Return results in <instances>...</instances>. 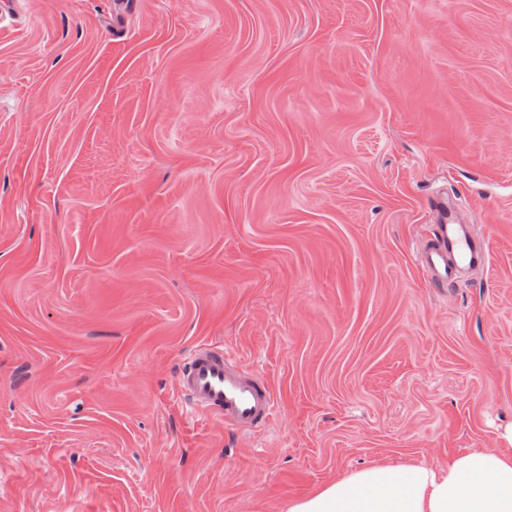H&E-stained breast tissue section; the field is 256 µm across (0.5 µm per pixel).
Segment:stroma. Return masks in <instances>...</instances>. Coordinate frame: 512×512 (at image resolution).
I'll use <instances>...</instances> for the list:
<instances>
[{"label": "stroma", "mask_w": 512, "mask_h": 512, "mask_svg": "<svg viewBox=\"0 0 512 512\" xmlns=\"http://www.w3.org/2000/svg\"><path fill=\"white\" fill-rule=\"evenodd\" d=\"M450 197L489 243L430 288ZM223 344L276 418L187 412ZM512 446V0L0 18V512H287Z\"/></svg>", "instance_id": "obj_1"}]
</instances>
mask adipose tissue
Instances as JSON below:
<instances>
[{
	"mask_svg": "<svg viewBox=\"0 0 512 512\" xmlns=\"http://www.w3.org/2000/svg\"><path fill=\"white\" fill-rule=\"evenodd\" d=\"M288 512H512V448L452 455L444 467L361 469L293 500Z\"/></svg>",
	"mask_w": 512,
	"mask_h": 512,
	"instance_id": "ef3b65f1",
	"label": "adipose tissue"
}]
</instances>
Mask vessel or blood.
Here are the masks:
<instances>
[{"instance_id": "b4317fda", "label": "vessel or blood", "mask_w": 512, "mask_h": 512, "mask_svg": "<svg viewBox=\"0 0 512 512\" xmlns=\"http://www.w3.org/2000/svg\"><path fill=\"white\" fill-rule=\"evenodd\" d=\"M488 258L486 239L457 223L448 204H440L433 238L419 257L430 286L438 290L452 286L466 268L486 265ZM177 389L190 412L240 431L267 425L277 409L275 392L262 376L245 373L231 352L210 344L195 346L183 360Z\"/></svg>"}]
</instances>
